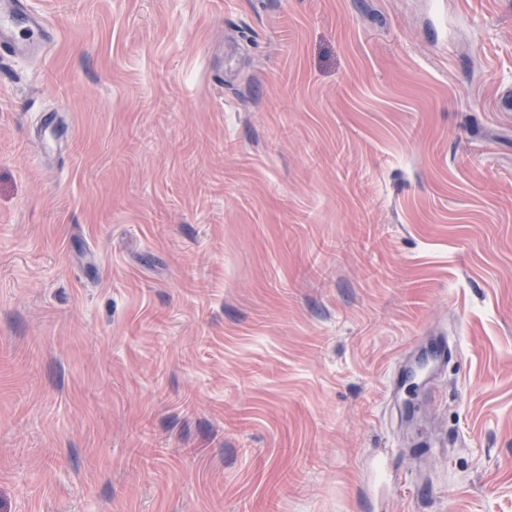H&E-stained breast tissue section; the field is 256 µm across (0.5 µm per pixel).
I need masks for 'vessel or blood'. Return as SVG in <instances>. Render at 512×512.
I'll use <instances>...</instances> for the list:
<instances>
[{
	"mask_svg": "<svg viewBox=\"0 0 512 512\" xmlns=\"http://www.w3.org/2000/svg\"><path fill=\"white\" fill-rule=\"evenodd\" d=\"M52 42L48 21L31 0H0V57L43 56Z\"/></svg>",
	"mask_w": 512,
	"mask_h": 512,
	"instance_id": "obj_1",
	"label": "vessel or blood"
}]
</instances>
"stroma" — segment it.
Segmentation results:
<instances>
[{
	"instance_id": "obj_1",
	"label": "stroma",
	"mask_w": 512,
	"mask_h": 512,
	"mask_svg": "<svg viewBox=\"0 0 512 512\" xmlns=\"http://www.w3.org/2000/svg\"><path fill=\"white\" fill-rule=\"evenodd\" d=\"M36 3L0 512H512V0Z\"/></svg>"
}]
</instances>
